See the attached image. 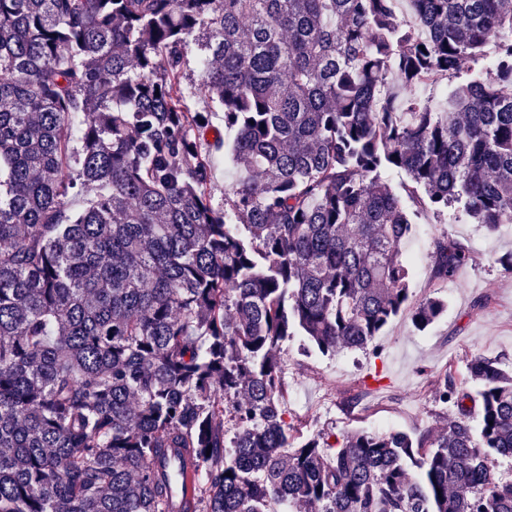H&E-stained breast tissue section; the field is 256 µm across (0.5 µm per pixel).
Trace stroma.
Here are the masks:
<instances>
[{
    "instance_id": "stroma-1",
    "label": "stroma",
    "mask_w": 512,
    "mask_h": 512,
    "mask_svg": "<svg viewBox=\"0 0 512 512\" xmlns=\"http://www.w3.org/2000/svg\"><path fill=\"white\" fill-rule=\"evenodd\" d=\"M443 238L464 246L471 260L439 285L432 277V255ZM402 250L409 256L414 299L438 294L447 305L445 314L423 330L408 314L399 315L380 336L378 357L368 350L323 355L304 337H293L284 352L283 404L304 434L438 428L454 413L436 398L447 365H454L462 379L474 354L512 363V275L489 261L492 254L512 250V228L491 234L478 224L441 223L424 211ZM375 370L383 375L381 383L369 377Z\"/></svg>"
}]
</instances>
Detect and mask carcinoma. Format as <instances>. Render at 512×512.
Wrapping results in <instances>:
<instances>
[{
	"label": "carcinoma",
	"instance_id": "obj_1",
	"mask_svg": "<svg viewBox=\"0 0 512 512\" xmlns=\"http://www.w3.org/2000/svg\"><path fill=\"white\" fill-rule=\"evenodd\" d=\"M193 49L234 133L222 207ZM421 208L512 224L505 0H0V512H512L495 359L467 360L474 396L441 376L437 433L329 444L281 406L291 337L328 355L443 315L401 252ZM433 260L446 282L469 254ZM193 57L194 52L189 54L190 64L186 69V77L183 79L181 85L183 102L190 112H203L205 110L218 112L213 116V124L220 128L222 132V140L219 147L209 148L214 164L211 171L209 191L215 205L224 206L225 193L230 191L232 183L238 177V173L233 167L228 156V145L232 142L233 133L224 132V125L221 117L222 114L218 105L216 103H212L208 98L200 95L194 89V85L198 78V72L194 68Z\"/></svg>",
	"mask_w": 512,
	"mask_h": 512
}]
</instances>
